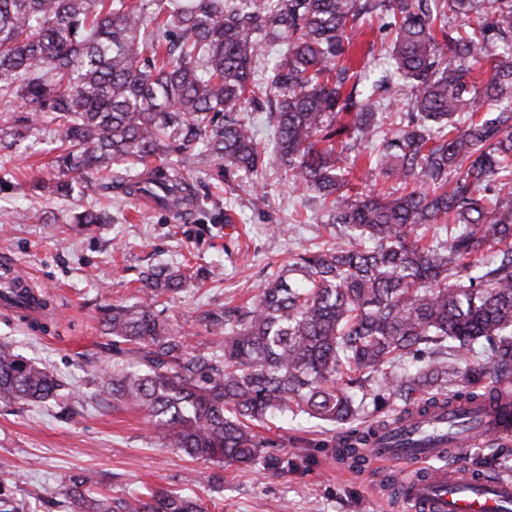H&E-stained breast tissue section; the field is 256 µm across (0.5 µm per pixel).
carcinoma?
I'll return each mask as SVG.
<instances>
[{
  "label": "carcinoma",
  "mask_w": 512,
  "mask_h": 512,
  "mask_svg": "<svg viewBox=\"0 0 512 512\" xmlns=\"http://www.w3.org/2000/svg\"><path fill=\"white\" fill-rule=\"evenodd\" d=\"M369 18L391 31L404 104L390 79L354 70ZM276 43L260 81L254 67ZM267 91L271 151L246 111ZM0 99L61 128L57 175L34 185L42 196L91 182L181 216L198 205L186 161L201 147L255 175L280 162L336 228L247 303L201 314L224 326L210 354L148 304L105 309L108 334L137 360L103 391L143 411L152 440L300 471L305 460L257 427L330 423L342 429L336 457L357 466L378 434L456 402L512 413V0H0ZM362 159L365 178L393 177L399 193L358 190ZM111 222L104 207L73 219ZM194 282L165 266L142 278L154 300ZM9 303L49 305L29 291ZM62 388L0 344V399L55 402ZM64 495L68 512H205L162 488L114 502L83 478Z\"/></svg>",
  "instance_id": "cac0c4a2"
}]
</instances>
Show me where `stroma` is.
I'll use <instances>...</instances> for the list:
<instances>
[{
  "label": "stroma",
  "instance_id": "stroma-1",
  "mask_svg": "<svg viewBox=\"0 0 512 512\" xmlns=\"http://www.w3.org/2000/svg\"><path fill=\"white\" fill-rule=\"evenodd\" d=\"M60 139L45 114L17 145L0 149V261L28 271L52 304L34 325L0 306V343L49 368L70 394L63 408L0 400V512H66L63 491L75 476L116 499L148 487L188 489L208 512H404L390 484L393 467L353 470L324 448L333 426L276 421L264 429V436L287 438L289 455L309 457L304 471L221 467L159 447L144 412L113 404L101 388L127 365L124 345L100 322L102 310L148 301L141 283L148 268L206 270L199 283L152 309L197 352H211L224 328H205L198 316L247 301L280 263L328 238L318 202L284 182L278 164L255 177L204 153L191 160L203 203L183 219L94 185L64 198L30 194L32 182L53 175ZM95 205L110 210L111 223L71 228L75 213ZM18 207L27 208L26 221H13ZM220 213L229 222L214 223ZM279 224L289 232L277 233ZM447 462L512 477V438L474 441Z\"/></svg>",
  "mask_w": 512,
  "mask_h": 512
}]
</instances>
